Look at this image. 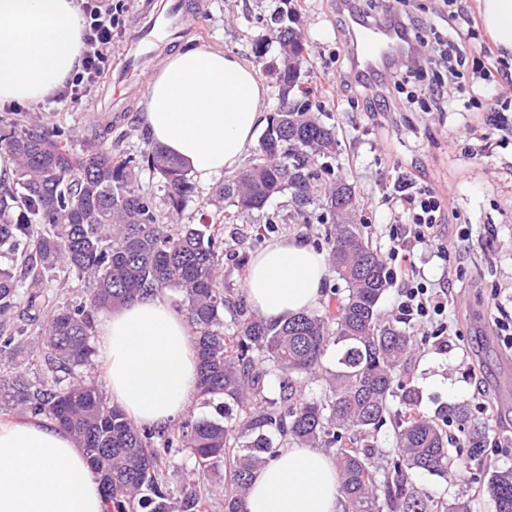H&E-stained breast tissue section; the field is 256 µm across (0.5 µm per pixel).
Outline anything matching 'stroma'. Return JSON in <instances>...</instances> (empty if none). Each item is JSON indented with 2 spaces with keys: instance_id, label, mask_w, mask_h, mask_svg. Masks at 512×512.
<instances>
[{
  "instance_id": "stroma-1",
  "label": "stroma",
  "mask_w": 512,
  "mask_h": 512,
  "mask_svg": "<svg viewBox=\"0 0 512 512\" xmlns=\"http://www.w3.org/2000/svg\"><path fill=\"white\" fill-rule=\"evenodd\" d=\"M190 30L158 49L159 57L188 45L230 51L247 63L263 60L279 65V45L266 25L271 14L296 10L295 28L306 48L312 85L339 79L345 47L336 32V0H185ZM360 11L376 18L398 12L422 19L423 35L447 34L439 0H355ZM143 0H128L123 25L115 35L108 65L99 84L81 102L47 98L24 105L25 113L43 125H64L74 131L72 148L82 152L99 137L113 135L121 150L140 152L151 141L145 124L146 87L127 100L114 102L112 84L122 66L127 42L143 22ZM433 74L411 75L393 91L396 112H370L348 95H324L318 108L336 130L335 172L352 182L364 222V232L386 253L392 228L408 224L387 204L399 177L412 174L418 186L450 197L451 224L442 228L448 241L447 258L418 247L414 260L434 283L450 281L449 335L424 336L422 328L406 325L408 334L423 337L408 361L413 386L422 395V410L435 414L440 407L464 404L482 423L492 446L482 461L472 463L461 478L448 482L419 473L414 486L432 498L453 501L473 495L492 472L512 467V454L493 443L512 436V351L492 326V304L512 309V112H425L407 97L418 87L435 82ZM283 237L323 243L321 224H282L268 232L260 215L245 217L225 233L228 248L246 255L263 250ZM193 463L183 455L169 459L163 470L171 491H179ZM195 476V475H192ZM210 497L211 512H224L223 472L195 476Z\"/></svg>"
}]
</instances>
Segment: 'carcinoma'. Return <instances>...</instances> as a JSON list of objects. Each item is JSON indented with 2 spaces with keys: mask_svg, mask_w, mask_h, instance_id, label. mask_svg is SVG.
Returning a JSON list of instances; mask_svg holds the SVG:
<instances>
[{
  "mask_svg": "<svg viewBox=\"0 0 512 512\" xmlns=\"http://www.w3.org/2000/svg\"><path fill=\"white\" fill-rule=\"evenodd\" d=\"M296 16L267 20L286 54L269 69L278 111L247 166L213 187L216 210L197 224L182 218L194 183L161 147L133 154L100 142L76 154L73 130L27 124L17 112L0 116V151L15 162L13 181L0 182V413L49 417L69 432L101 485L105 512H209L198 484L176 495L164 480L166 460L184 452L199 470L228 469L224 512H246L252 474L288 444L332 454L343 512H471L462 496L436 509L411 485L415 472L456 479L484 457L488 434L465 406L425 414L404 379L413 339L379 310L391 276L362 230L354 186L325 162L335 152L334 127L313 111L312 88H291L309 76L289 25ZM146 170L157 178L155 192L142 189ZM281 195L288 205L269 209ZM255 211L270 229L327 225L328 264L342 285L326 288L336 312L271 322L224 287V258L245 263L225 247L226 225ZM70 278L82 299L60 306L55 289ZM166 289L182 296L176 310L197 344L196 400L215 415L159 429L134 423L80 369L91 362L97 313ZM20 307L37 326L23 368L15 363ZM271 376L274 398L265 395ZM309 381L320 396H302ZM388 425L397 448L386 452L377 441ZM451 425L467 434L463 444L448 436ZM483 491L495 512H512V468L493 472Z\"/></svg>",
  "mask_w": 512,
  "mask_h": 512,
  "instance_id": "obj_1",
  "label": "carcinoma"
}]
</instances>
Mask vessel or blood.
Masks as SVG:
<instances>
[{
    "label": "vessel or blood",
    "mask_w": 512,
    "mask_h": 512,
    "mask_svg": "<svg viewBox=\"0 0 512 512\" xmlns=\"http://www.w3.org/2000/svg\"><path fill=\"white\" fill-rule=\"evenodd\" d=\"M350 24L354 29L352 50L361 78L375 80L385 62L403 58L405 38L400 32L369 22L356 13L351 14ZM187 25L188 14L182 0H171L165 11L153 15L149 27L136 30L129 42L131 53L125 56L114 82L115 99H125L135 85V75L153 61L154 44L169 33H184Z\"/></svg>",
    "instance_id": "vessel-or-blood-1"
}]
</instances>
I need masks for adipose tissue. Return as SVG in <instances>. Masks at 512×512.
I'll list each match as a JSON object with an SVG mask.
<instances>
[{"instance_id": "ef3b65f1", "label": "adipose tissue", "mask_w": 512, "mask_h": 512, "mask_svg": "<svg viewBox=\"0 0 512 512\" xmlns=\"http://www.w3.org/2000/svg\"><path fill=\"white\" fill-rule=\"evenodd\" d=\"M484 32L512 54V0H478ZM83 21L76 0H0V104L39 103L79 69ZM266 85L233 53L188 46L148 81L144 119L153 143L191 175L234 172L264 123ZM325 253L301 238L270 243L249 262L252 308L284 321L319 306ZM98 357L107 388L134 422L165 426L191 404L197 349L182 314L148 294L100 313ZM247 512H342L336 465L294 445L255 473ZM0 512H104L101 487L72 436L43 417L0 423Z\"/></svg>"}]
</instances>
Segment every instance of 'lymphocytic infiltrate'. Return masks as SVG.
<instances>
[{"label":"lymphocytic infiltrate","instance_id":"lymphocytic-infiltrate-1","mask_svg":"<svg viewBox=\"0 0 512 512\" xmlns=\"http://www.w3.org/2000/svg\"><path fill=\"white\" fill-rule=\"evenodd\" d=\"M79 6L84 23L82 67L63 92L64 97L74 101L88 97L104 72L126 0H80ZM442 13L448 20L450 33L437 38L435 49L410 48L403 68L390 71L371 83L352 78L346 81V89L362 90L369 111L387 112L391 109L392 89L401 87L408 74L439 66L446 69L447 80L420 88L418 98L425 111L444 112L457 106L466 111L482 107V100L473 96L460 101L467 78L511 84L512 73L505 71L501 59L491 48H483L479 59L469 60L476 37V20L468 0H442ZM467 62L472 65L468 74L463 71ZM388 201L393 208L409 215L408 224L396 233L384 257L393 279L402 284L397 310L407 321L431 326L436 335H443L448 331L444 315L448 311L450 289L445 285L431 287L414 262V249L420 245L441 255L447 253L448 247L441 234L442 225L449 219L447 205L435 192L417 186L415 179L408 176L401 178Z\"/></svg>","mask_w":512,"mask_h":512}]
</instances>
